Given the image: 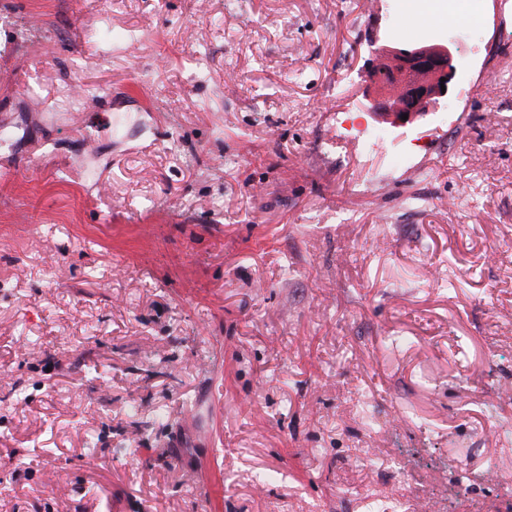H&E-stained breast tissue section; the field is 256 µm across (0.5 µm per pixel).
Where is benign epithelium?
<instances>
[{
	"instance_id": "7a95c632",
	"label": "benign epithelium",
	"mask_w": 512,
	"mask_h": 512,
	"mask_svg": "<svg viewBox=\"0 0 512 512\" xmlns=\"http://www.w3.org/2000/svg\"><path fill=\"white\" fill-rule=\"evenodd\" d=\"M454 49L455 40L452 38L431 44L386 48L396 65L379 72L380 84H396L415 72L427 74V79L408 87L402 99L384 97L374 101V107L391 115L393 122L402 125L436 111L447 97L441 86H450L458 75ZM404 114L408 115V119H402Z\"/></svg>"
}]
</instances>
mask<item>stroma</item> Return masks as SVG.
<instances>
[{
	"label": "stroma",
	"mask_w": 512,
	"mask_h": 512,
	"mask_svg": "<svg viewBox=\"0 0 512 512\" xmlns=\"http://www.w3.org/2000/svg\"><path fill=\"white\" fill-rule=\"evenodd\" d=\"M500 2L0 0V512H512ZM437 1L438 0L425 4L424 2L421 3L420 1L409 0L407 3V12L415 19L423 18L426 20L430 16L434 21H438L442 24L446 22H448V24L458 22L459 16L451 15L446 17L445 14H447L448 11L436 4L435 2ZM454 49L453 38L431 44L388 47L387 52L396 61V65L379 72L380 84H396L415 72L426 73L427 79L408 87L401 100L384 97L374 100V107L387 112L393 117L394 123L402 125L413 123L427 112L436 111L458 75ZM441 78H446V81L441 82ZM441 84L445 86V93H442ZM404 114H408L407 120H402Z\"/></svg>",
	"instance_id": "stroma-1"
}]
</instances>
